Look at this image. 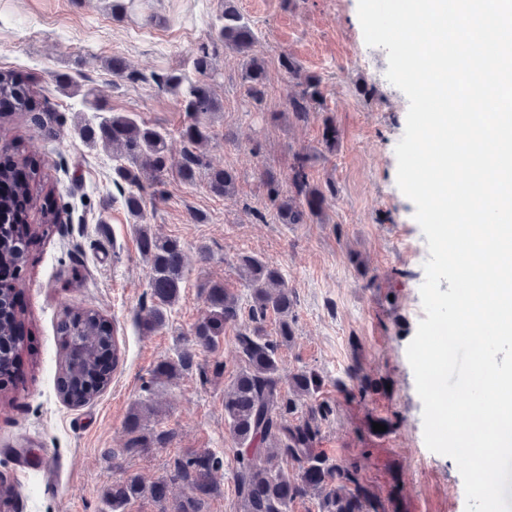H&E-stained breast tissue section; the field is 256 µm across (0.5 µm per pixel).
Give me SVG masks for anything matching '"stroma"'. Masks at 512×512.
Segmentation results:
<instances>
[{"label":"stroma","mask_w":512,"mask_h":512,"mask_svg":"<svg viewBox=\"0 0 512 512\" xmlns=\"http://www.w3.org/2000/svg\"><path fill=\"white\" fill-rule=\"evenodd\" d=\"M234 3L257 31L269 93L260 104L250 98L241 57L216 44L219 110L204 152L213 167L238 174L235 195L224 198L205 180L179 178L188 118L155 81L175 69L191 72L190 53L214 42L224 0H128L120 19L112 0H0V70L36 81L50 107L40 127L31 113L0 112V145L18 143L34 155L58 215L32 248L19 284L24 345L17 376L0 389L8 402L0 409V482L18 490L6 512H110L105 493L131 474L168 480L169 499L140 497L122 512H172L191 494L171 480L172 461L204 452L221 462L204 512H238L239 447L224 422V389L239 368L236 335L248 319L227 326L213 350L198 345L192 330L208 310L206 283H224L248 302L235 267L242 252L277 264L296 295V336L280 351L281 375L306 367L325 379L321 397L335 414L322 427L318 450L333 460L357 459L379 499L398 485V512H465L456 463L424 443L423 405L406 356L426 317L425 259L414 250L427 239L396 183L395 147L409 103L386 78L387 50L366 45L358 0ZM283 53L322 79L323 105L308 121L285 114L295 86L278 63ZM116 56L128 66L121 78L109 69ZM59 74L69 84L57 83ZM91 87L99 97L95 110L83 102ZM112 115L134 117L168 138V171L147 188L139 218L112 182L111 150L80 133ZM328 117L340 131L332 154L322 144ZM298 153L312 155L314 176L330 192L322 221H258L266 206L258 168L287 171ZM144 228L178 240L186 254L180 298L166 325L151 333L140 326L152 303L139 245ZM370 273L375 282H367ZM82 308L112 322L117 363L103 393L73 406L57 390L56 324L65 310ZM184 351L194 355L192 369L154 381L159 361ZM356 362L387 390L362 401L337 395L336 379ZM135 407L149 411V429L170 432L166 445L127 452L126 417ZM380 417L394 426L376 435L369 427Z\"/></svg>","instance_id":"1"}]
</instances>
